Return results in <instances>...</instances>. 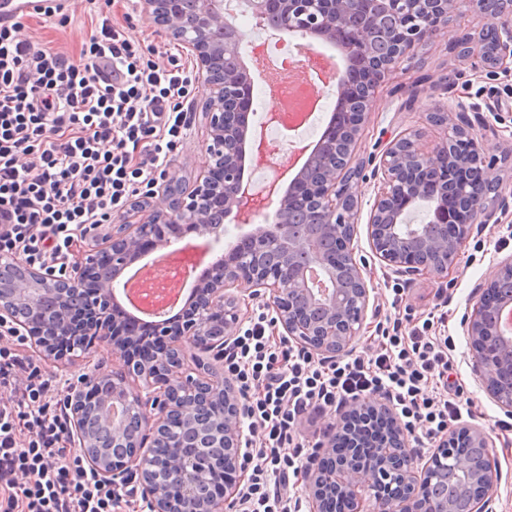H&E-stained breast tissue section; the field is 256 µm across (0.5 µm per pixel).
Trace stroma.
<instances>
[{"instance_id":"1","label":"stroma","mask_w":512,"mask_h":512,"mask_svg":"<svg viewBox=\"0 0 512 512\" xmlns=\"http://www.w3.org/2000/svg\"><path fill=\"white\" fill-rule=\"evenodd\" d=\"M69 20L43 16L27 20L26 38L71 54L78 53L91 32V22L98 14L111 16L118 23L129 22L144 45L171 56L187 69L196 63L180 42L169 38L151 23L142 0H74L67 8ZM486 22L473 6L462 7L448 31L422 42L412 51L411 61L378 88L367 105L366 119L360 129L356 160L363 165V178L353 190L362 201L353 244L358 254L370 255L367 213L374 197L372 170L384 144L407 132L420 133L423 143L434 145L444 135L433 115L446 102L462 103L468 110L474 136L482 139L491 173L500 179L509 194L486 202L487 221L475 225L462 245L456 270L448 279L420 277L407 282L397 279L391 270L371 265L366 281L369 305L360 336L350 347L353 355L368 351L378 323L386 318L402 319L412 327L439 314L445 315V332L454 343V376L464 388L463 399L471 409L469 416L453 423V430H478L493 448L497 483L490 508L492 512H512V415L490 396L485 383L473 370L472 348L463 321L476 301L474 292L492 278L495 271L512 260V76L489 81L480 77L472 59L458 56L453 43L469 35L477 36ZM208 96L203 81L185 102L189 129L183 141L166 159L167 178L182 186H192L206 160L209 139L202 103ZM499 102L500 115L487 112L486 106ZM21 355L38 360L54 379L76 381L85 373L107 375L122 370V360L100 347L92 353L76 352L72 359L60 362L40 356L30 345L19 348Z\"/></svg>"}]
</instances>
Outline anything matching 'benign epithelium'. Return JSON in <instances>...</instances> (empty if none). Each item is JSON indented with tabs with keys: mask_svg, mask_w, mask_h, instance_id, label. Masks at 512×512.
Wrapping results in <instances>:
<instances>
[{
	"mask_svg": "<svg viewBox=\"0 0 512 512\" xmlns=\"http://www.w3.org/2000/svg\"><path fill=\"white\" fill-rule=\"evenodd\" d=\"M233 0H144L151 22L182 42L195 57L198 74L209 88L205 101L211 141L206 145V165L195 184L182 190L174 183L148 188L143 206L148 214L137 222L123 219L112 225L98 254L74 262L67 277L35 267L16 255H0V325L12 328L44 356L68 359L74 349L60 346L55 337L73 336L106 345L112 355L124 359L126 372L100 376L84 374L68 388L65 401L72 413L69 441L79 449L91 470L104 483L124 485L138 481L150 512H228L236 489L234 473L241 469L240 448L245 444L240 417L242 403L233 382L224 377V347L234 335L236 315L224 307L259 297L276 313L288 338L312 353L334 357L344 352L359 335L366 318L369 289L364 272L368 262L356 257L352 245L358 202L350 175L358 129L366 106L398 65L410 57L416 44L448 29L460 0H416L419 16L397 8L396 0H243L258 25L277 16L279 27L339 38L355 28L349 48L357 55L358 71L330 86L336 95L335 119L318 143L323 165L317 176L304 183L291 181L281 191L283 175L273 178L258 192L245 180V166L266 167L279 152L264 136L256 135L249 122L254 77L246 66L240 45L242 32L232 25ZM477 2L497 22L498 37L493 55L483 44L471 41L468 56L492 80L512 72V0ZM448 136L427 149L417 133L388 141L374 166L377 191L368 219L372 261L401 276L446 279L453 274L459 251L474 226L486 222L482 203L467 195L448 211V194L436 198L424 188L447 179L452 161L448 143L459 136L470 139L469 161L478 165L480 179L491 183L490 168L483 159V142L470 137L465 111L448 105L439 114ZM432 205L431 223L416 224L404 231L406 213L424 201ZM276 212L288 207L304 210L313 233L291 224H267L229 243L224 254L197 274L189 303L174 319L132 323L116 303L114 278L145 246L172 245L188 233L221 241L219 221L230 215L241 226L271 204ZM341 257L354 271L349 288L332 283L317 288L309 281L305 264L320 270L336 265ZM512 276V263L500 267L464 319L472 345L473 366L487 390L506 412H512V387H500L497 379L503 355L512 362V337L501 334L498 320L512 297L499 304L489 295ZM235 289L238 295L228 294ZM80 305L81 319L71 320V307ZM190 355L196 375L183 374L185 355ZM141 384L133 386L128 378ZM112 383L114 402L135 416L138 431L130 451L114 458L99 450L94 416L98 409L92 394L100 383ZM224 401L217 421L207 417L212 401ZM371 409L384 428L373 443L374 454L366 460L336 456L341 433L352 430L358 412ZM205 421L207 432L224 447L218 458H199L189 452L188 441L177 433L179 426ZM335 432L321 444L306 472V485L315 503L314 512H327V504L341 496L348 512H452L446 499L428 494L430 482L418 474L417 459L407 451L404 428L388 401L354 404ZM162 438L163 458L154 460L151 448ZM481 449L480 463L466 457L450 459L453 467L478 486L472 512H488L496 486V472L485 466L491 459L485 436L471 434ZM224 470L221 492L199 493L198 484L207 469Z\"/></svg>",
	"mask_w": 512,
	"mask_h": 512,
	"instance_id": "7a95c632",
	"label": "benign epithelium"
}]
</instances>
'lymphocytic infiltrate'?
Masks as SVG:
<instances>
[{"label":"lymphocytic infiltrate","instance_id":"lymphocytic-infiltrate-1","mask_svg":"<svg viewBox=\"0 0 512 512\" xmlns=\"http://www.w3.org/2000/svg\"><path fill=\"white\" fill-rule=\"evenodd\" d=\"M20 28L0 25V254L64 271L90 228L111 223L141 185L164 175L186 135L195 77L156 61L107 18L75 59L20 38ZM435 325L427 318L406 335L384 326L374 354L317 363L258 314L224 360L256 435L243 455L251 474L239 512H300L281 489L314 454L296 436L306 414L381 395L407 431L428 440L461 420L463 388L446 380L451 339L434 335ZM8 387L21 399L0 406V512H115L123 496L73 455L51 379L1 347L0 388Z\"/></svg>","mask_w":512,"mask_h":512}]
</instances>
